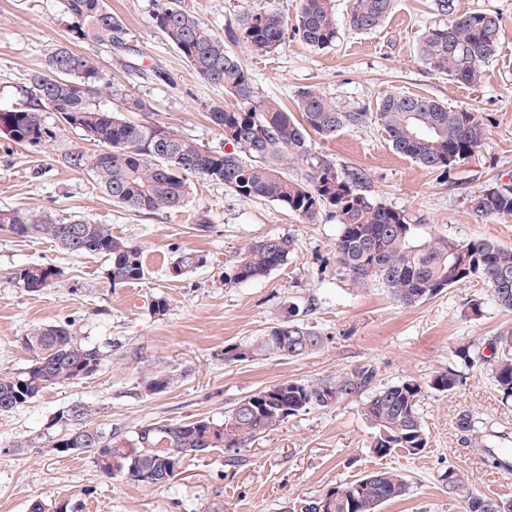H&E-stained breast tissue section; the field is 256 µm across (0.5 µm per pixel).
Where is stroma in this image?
Here are the masks:
<instances>
[{
	"label": "stroma",
	"instance_id": "obj_1",
	"mask_svg": "<svg viewBox=\"0 0 512 512\" xmlns=\"http://www.w3.org/2000/svg\"><path fill=\"white\" fill-rule=\"evenodd\" d=\"M62 0H0V108L25 100L30 78L48 52L66 35ZM128 29L130 50L118 54L87 43L112 82V104L137 97L143 110L131 121L162 123L195 139L203 148H222L208 119L211 106L224 104L223 87L203 80L149 23L156 0H106ZM219 37L239 16L273 10L295 20L301 0H185ZM461 11L500 14L498 56L484 65L479 81L459 84L431 72L416 56L422 31L443 23L432 0H393L385 22L371 31L350 27L352 0H336L340 35L334 46L314 50L288 39L278 52L264 54L236 43L232 49L255 76L259 97L294 106L300 90L315 87L337 104L375 108L387 94L424 95L452 108L475 112L485 139L474 155L442 175L389 146L373 122L314 139L310 156L288 167L289 177L308 181L317 161L337 170L364 169L372 195L404 210L420 239L445 236L458 241L490 240L512 248V216L480 218L467 199L498 182H512V0H458ZM169 75L157 81L155 72ZM92 155L96 145L80 130L60 127L48 148L15 144L0 132V210L47 211L112 227L114 236L141 250L143 279L111 285L108 261L71 255L49 240L18 238L0 231V370L19 371L28 356L20 339L45 324H70L82 342L108 356L91 376L57 386L10 413H0V512H28L39 500L67 512H300L306 501L379 468L411 478L406 496L381 512H462L459 497L441 481L447 467L464 472L468 492L512 499V482L500 480L512 467V402H503L489 371L468 367L455 349L493 336L512 313L488 303L482 284H462L412 307L394 302L380 288L355 287L337 269L335 219L320 215L307 223L277 204L245 200L221 183L189 178L187 205L178 211L140 213L115 204L91 169H76L68 153ZM207 227H200V217ZM270 235L293 239L287 264L266 278L228 285L224 272L251 243ZM204 256L203 267L174 278L171 264L184 252ZM25 263L51 264L62 275L45 290L19 288L11 271ZM170 300L169 311L150 313L153 296ZM486 299L480 319L463 315L465 303ZM305 307V323L323 338L301 358L271 356L229 363L227 346L264 335L289 304ZM379 369V383L414 379L421 384V417L429 446L419 455L379 458L370 453L372 428L362 400L350 398L281 424L242 450L243 461L227 464L215 451L184 464L165 487L137 488L103 476L84 454L56 453L50 437L65 423L53 418L72 403L96 410L95 425L124 434L165 420L222 419L244 397L289 380L311 381L359 364ZM171 382L157 393L146 383L154 367ZM455 370L456 391L430 389L434 376ZM490 418L496 435L488 447L464 444L460 415Z\"/></svg>",
	"mask_w": 512,
	"mask_h": 512
}]
</instances>
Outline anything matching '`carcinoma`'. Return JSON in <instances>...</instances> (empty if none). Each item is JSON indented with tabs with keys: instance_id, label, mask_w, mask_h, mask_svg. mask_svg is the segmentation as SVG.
<instances>
[{
	"instance_id": "1",
	"label": "carcinoma",
	"mask_w": 512,
	"mask_h": 512,
	"mask_svg": "<svg viewBox=\"0 0 512 512\" xmlns=\"http://www.w3.org/2000/svg\"><path fill=\"white\" fill-rule=\"evenodd\" d=\"M69 18L65 42L45 59L43 70L32 75L31 90L20 106L0 109V131L16 144L45 148L57 138V128L44 113L53 112L69 128L79 129L102 147L93 160L81 151L66 162L81 169L90 164L100 187L113 202L147 212L177 211L187 204L190 176L219 182L245 199L276 203L305 222L321 213L336 219V262L356 287L386 290L402 306H414L449 288L465 283L485 285L494 303L512 311V249L489 240L456 241L447 237L421 240L405 211L376 199L367 190L368 176L356 167L342 172L329 164L316 167L306 183L288 176V161L307 157L312 135L330 139L339 132L369 121L386 133L397 153L442 175L481 146L485 129L475 113L427 96L393 94L382 98L376 111L341 107L317 88L299 92L300 116L274 98L256 95L255 79L235 53L186 8L182 0H160L150 14L151 26L174 46L204 80L221 85L233 99L215 106L209 120L223 136L226 150L202 148L194 139L163 124L132 122L107 107L111 82L97 60L75 52L76 43L109 48L124 44L127 29L105 0H63ZM446 22L426 28L417 44L418 59L430 71L459 84L480 78L482 67L499 52L502 19L487 10L461 12L457 0H434ZM392 0H352L349 25L373 30L387 18ZM315 50L333 46L339 37L334 0H302L301 10L288 20L274 11L244 14L228 31L234 43L261 53L286 44L287 31ZM480 218L512 216V185L491 184L467 198ZM24 238L39 236L72 255H101L109 261L112 285L131 283L144 276L140 250L112 235L107 224L85 219H61L48 212L0 210V230ZM292 240L273 235L249 246L224 272V284L262 279L284 265ZM203 256L182 253L171 265L176 276L203 266ZM62 275L45 264H22L11 279L28 292L51 286ZM28 364L18 372L0 371V413L15 411L45 391L95 373L105 351L78 341L68 324L44 325L22 337ZM322 337L300 318L296 304L257 340L224 349L227 362H249L260 356L300 358L317 349ZM489 354H484V350ZM467 366L487 365L503 398L512 397V324H504L484 346L467 344L455 350ZM373 364L350 368L334 377L309 382L286 381L248 395L223 419L200 418L183 423L157 421L127 436L105 433L91 423L94 411L77 402L55 416L72 429L51 441L57 453L88 455L99 471L141 488H161L187 458L224 451L230 464L242 462L239 449L302 413L336 406L368 394L362 410L374 430L371 453L385 458L398 450L419 455L429 444L420 416L422 386L413 379L377 385ZM460 383L453 371L435 376L430 387L451 393ZM493 423L470 414L458 421L464 443L486 447V432ZM448 492L466 484L459 470L442 475ZM410 483L394 469L381 468L342 484L324 497L310 500L301 512H380L383 504L406 495ZM463 512H512V502L466 495Z\"/></svg>"
}]
</instances>
